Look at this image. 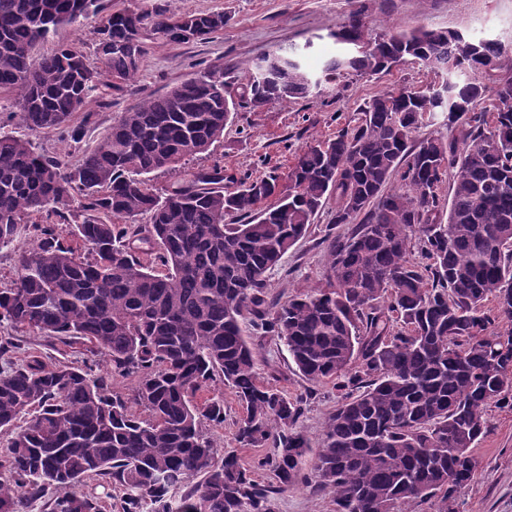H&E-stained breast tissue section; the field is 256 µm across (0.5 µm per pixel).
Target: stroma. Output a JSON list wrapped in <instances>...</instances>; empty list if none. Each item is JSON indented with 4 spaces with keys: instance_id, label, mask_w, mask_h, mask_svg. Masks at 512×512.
Returning <instances> with one entry per match:
<instances>
[{
    "instance_id": "1",
    "label": "stroma",
    "mask_w": 512,
    "mask_h": 512,
    "mask_svg": "<svg viewBox=\"0 0 512 512\" xmlns=\"http://www.w3.org/2000/svg\"><path fill=\"white\" fill-rule=\"evenodd\" d=\"M109 10L159 6L172 12L221 11L226 16L222 31L204 41L173 43L163 39L148 42V55L133 90L101 87L74 112L71 123L81 127L80 143L57 135L35 138L47 153L62 155L77 163L84 150L112 124L115 117L142 99L166 93L194 74L212 69L238 75L259 57L287 50L298 56L308 71L320 74L324 62L339 53L333 33L354 11H362L371 33L409 32L419 27L456 31L466 36L487 38L512 47V0H104ZM445 69L407 63L386 75L345 72L322 85L319 92L285 105H270L260 111L241 109L232 113L224 136L208 152L195 157L192 167L219 166L241 178L286 175L295 155L310 141L335 137L340 130L354 129L363 104L380 93L404 87L440 86ZM335 197L310 225L306 236L293 246L269 273L267 289L272 296L288 300L326 283L327 232L345 234L349 225L333 224ZM18 350L6 359L20 361L30 353L45 362L67 361L80 365L92 361L86 345L46 341L17 333ZM261 381L277 386L289 396H304L296 429L308 441L305 465H312L320 448L324 425L337 405L331 385L313 384L299 375L286 348L273 336L253 337ZM224 400V423L211 429L219 450L236 451L254 479L271 484L273 473L260 464L272 449L264 445L243 448L235 434L242 415L233 390L212 385L198 392L197 402L212 396ZM490 427L478 442L475 455L478 475L457 494L459 512H512V410L490 407ZM276 512H336L332 494L314 486H300L277 494Z\"/></svg>"
}]
</instances>
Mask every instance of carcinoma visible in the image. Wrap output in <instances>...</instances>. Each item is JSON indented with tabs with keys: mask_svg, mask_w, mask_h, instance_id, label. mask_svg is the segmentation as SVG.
<instances>
[{
	"mask_svg": "<svg viewBox=\"0 0 512 512\" xmlns=\"http://www.w3.org/2000/svg\"><path fill=\"white\" fill-rule=\"evenodd\" d=\"M96 16L101 67L73 43L37 53L59 27ZM222 29V11L103 15L100 0H0V94L29 130L78 143L71 117L100 76L123 90L147 40L202 41ZM336 43L343 51L323 67L330 79L387 73L398 60L441 66L448 78L440 90L375 96L355 130L307 145L284 178L239 180L214 166L161 195L149 175L208 151L237 109L313 95L316 79L294 54L265 55L241 76L207 70L141 101L72 167L0 134V252L24 234L37 240L0 285V324L78 340L109 365L97 373L30 354L0 370V429L12 431L0 512L42 498L49 512H101L79 489L87 478L120 489L118 512H275L274 495L302 484L333 494L336 512L427 503L456 512L487 409L512 407V328L500 330L512 324V50L425 27L372 37L358 11ZM488 93L497 110L487 119L475 107ZM437 112L462 147L431 136L411 145ZM226 178L239 188L224 190ZM395 180L400 188H388ZM329 195L333 223L355 228L327 236L326 285L270 297L267 273ZM43 212L71 240L32 222ZM416 245L424 266L410 261ZM252 333L277 337L306 380L336 390L308 472L306 439L293 431L303 398L258 380ZM116 377L136 379L130 395L111 392ZM216 382L243 408L237 442L272 444L259 466H272L276 487L233 453L215 463L206 430L224 423V403L194 398Z\"/></svg>",
	"mask_w": 512,
	"mask_h": 512,
	"instance_id": "cac0c4a2",
	"label": "carcinoma"
}]
</instances>
